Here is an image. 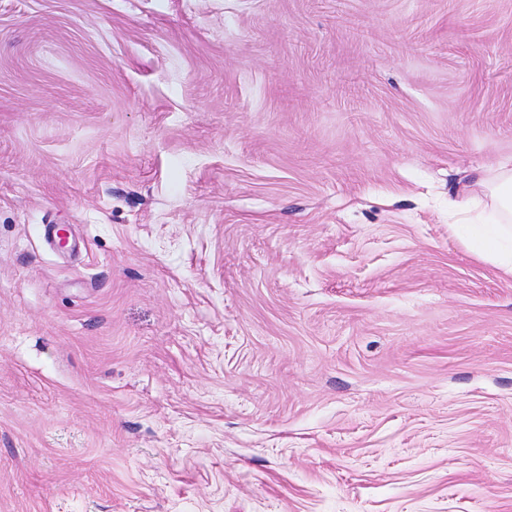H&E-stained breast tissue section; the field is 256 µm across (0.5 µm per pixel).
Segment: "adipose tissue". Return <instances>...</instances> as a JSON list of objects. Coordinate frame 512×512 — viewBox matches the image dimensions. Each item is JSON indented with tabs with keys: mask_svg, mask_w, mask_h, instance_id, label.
Returning <instances> with one entry per match:
<instances>
[{
	"mask_svg": "<svg viewBox=\"0 0 512 512\" xmlns=\"http://www.w3.org/2000/svg\"><path fill=\"white\" fill-rule=\"evenodd\" d=\"M481 202L489 211V223L479 225V240L473 248L475 256L492 263L503 276L512 277V163L477 167L468 175L465 195L456 203L467 210L471 203Z\"/></svg>",
	"mask_w": 512,
	"mask_h": 512,
	"instance_id": "adipose-tissue-1",
	"label": "adipose tissue"
}]
</instances>
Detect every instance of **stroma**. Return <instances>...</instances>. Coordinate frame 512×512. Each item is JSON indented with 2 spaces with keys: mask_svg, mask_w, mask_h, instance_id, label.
Returning a JSON list of instances; mask_svg holds the SVG:
<instances>
[{
  "mask_svg": "<svg viewBox=\"0 0 512 512\" xmlns=\"http://www.w3.org/2000/svg\"><path fill=\"white\" fill-rule=\"evenodd\" d=\"M511 158L512 0H0V512H512ZM467 176L466 194L455 202L461 211L471 203L481 202L490 211L495 224H449L455 230L469 225L480 233L471 249L481 260L492 263L505 277H512V163L504 161L494 166L473 168Z\"/></svg>",
  "mask_w": 512,
  "mask_h": 512,
  "instance_id": "1",
  "label": "stroma"
}]
</instances>
